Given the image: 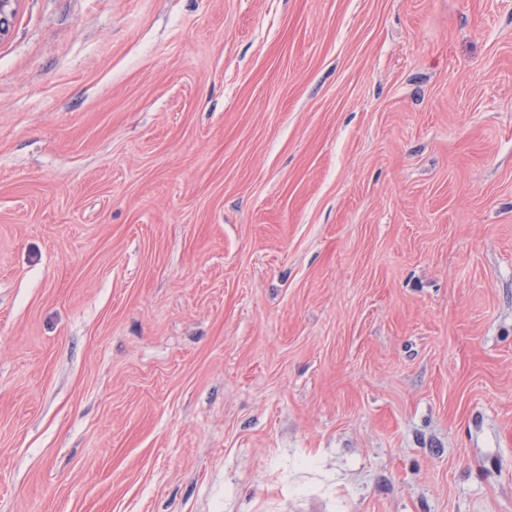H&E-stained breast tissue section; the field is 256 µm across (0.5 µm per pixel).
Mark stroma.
<instances>
[{
    "mask_svg": "<svg viewBox=\"0 0 512 512\" xmlns=\"http://www.w3.org/2000/svg\"><path fill=\"white\" fill-rule=\"evenodd\" d=\"M0 512H512V0H20Z\"/></svg>",
    "mask_w": 512,
    "mask_h": 512,
    "instance_id": "35a3bbf8",
    "label": "stroma"
}]
</instances>
